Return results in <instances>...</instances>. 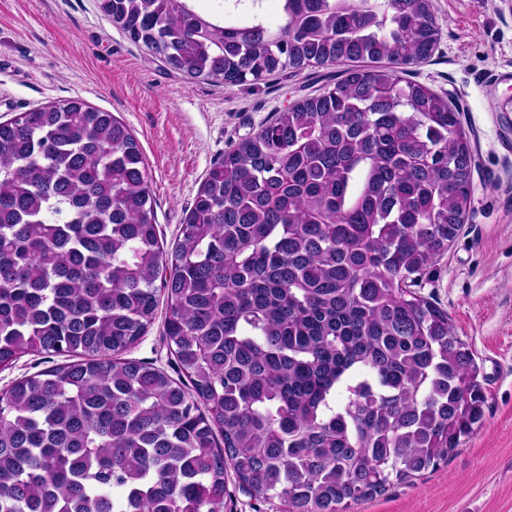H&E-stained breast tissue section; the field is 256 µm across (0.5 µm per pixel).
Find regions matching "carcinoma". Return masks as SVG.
Segmentation results:
<instances>
[{"label": "carcinoma", "instance_id": "1", "mask_svg": "<svg viewBox=\"0 0 512 512\" xmlns=\"http://www.w3.org/2000/svg\"><path fill=\"white\" fill-rule=\"evenodd\" d=\"M282 11L112 0V23L190 80L356 64L212 164L170 251L122 120L72 98L0 122V366L73 358L0 396V512H224L230 470L289 512H348L483 419L472 349L413 290L473 177L460 113L404 77L437 46L432 0ZM161 291L185 383L123 357Z\"/></svg>", "mask_w": 512, "mask_h": 512}]
</instances>
